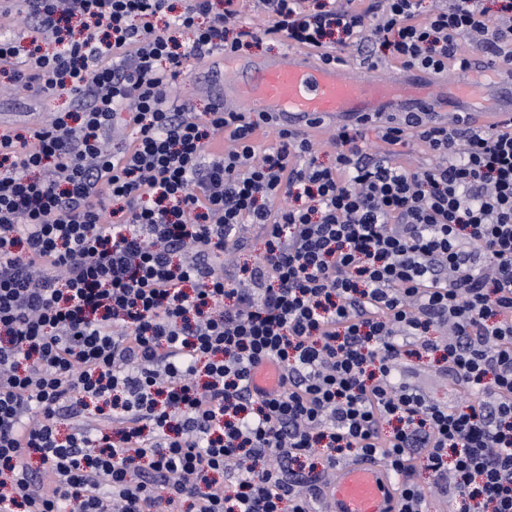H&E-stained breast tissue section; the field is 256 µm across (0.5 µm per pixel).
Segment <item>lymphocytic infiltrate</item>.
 I'll list each match as a JSON object with an SVG mask.
<instances>
[{
	"mask_svg": "<svg viewBox=\"0 0 512 512\" xmlns=\"http://www.w3.org/2000/svg\"><path fill=\"white\" fill-rule=\"evenodd\" d=\"M422 2L258 0L254 30L233 26L243 0H20L35 37L0 35V74L73 106L0 135L5 512H311L349 458L399 473L398 512L434 494L512 512V126L344 124L325 166L267 114L168 94L247 38L370 68L464 72L473 47L512 64V0ZM413 136L432 161L410 170L392 156ZM245 224L264 251L225 275ZM426 356L479 402L398 380Z\"/></svg>",
	"mask_w": 512,
	"mask_h": 512,
	"instance_id": "lymphocytic-infiltrate-1",
	"label": "lymphocytic infiltrate"
}]
</instances>
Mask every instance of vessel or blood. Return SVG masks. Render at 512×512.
I'll return each instance as SVG.
<instances>
[{"label": "vessel or blood", "instance_id": "1", "mask_svg": "<svg viewBox=\"0 0 512 512\" xmlns=\"http://www.w3.org/2000/svg\"><path fill=\"white\" fill-rule=\"evenodd\" d=\"M494 80H459L455 71L444 87L467 106L480 110L485 125L512 121V95L498 94L497 76L512 75L508 65H492ZM223 112H266L279 127L312 135L359 117L388 112L432 111L430 92L414 91L401 79L369 70L356 74L346 63H326L321 54L291 49L280 56L241 64L235 76L212 96ZM397 477L372 461L337 465L324 501V512H397Z\"/></svg>", "mask_w": 512, "mask_h": 512}]
</instances>
